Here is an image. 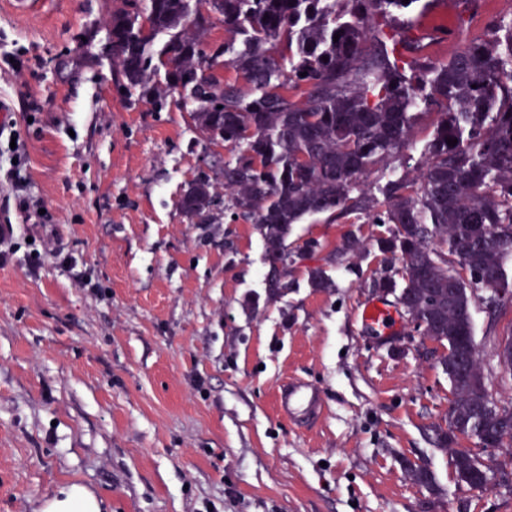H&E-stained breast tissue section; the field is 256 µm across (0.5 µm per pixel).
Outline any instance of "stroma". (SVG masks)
Here are the masks:
<instances>
[{
	"instance_id": "1",
	"label": "stroma",
	"mask_w": 512,
	"mask_h": 512,
	"mask_svg": "<svg viewBox=\"0 0 512 512\" xmlns=\"http://www.w3.org/2000/svg\"><path fill=\"white\" fill-rule=\"evenodd\" d=\"M113 0H43L39 14L0 0V103L24 146V221L0 166V225L14 251L0 266V512H40L80 484L102 512H512V497L461 482L429 426L453 398L433 342L407 320L381 335L357 313L394 293L373 290L382 226L361 214L294 225L288 288L271 294L255 224H195L179 210L189 183L227 157L175 104L119 94L111 62L82 35ZM471 18L512 20V0H434L418 30ZM428 114L404 161L365 176L367 189L400 169L417 178ZM363 248L334 257L348 231ZM40 251L38 269L29 256ZM69 256L73 267L59 263ZM333 288L317 290L309 268ZM488 390L512 405L497 350L512 307H472ZM316 385L324 410L301 427L278 415L287 379ZM433 474L413 484L407 464Z\"/></svg>"
}]
</instances>
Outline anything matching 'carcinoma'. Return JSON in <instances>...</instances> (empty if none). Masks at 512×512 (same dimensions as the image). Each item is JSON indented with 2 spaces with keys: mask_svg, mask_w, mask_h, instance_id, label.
Returning <instances> with one entry per match:
<instances>
[{
  "mask_svg": "<svg viewBox=\"0 0 512 512\" xmlns=\"http://www.w3.org/2000/svg\"><path fill=\"white\" fill-rule=\"evenodd\" d=\"M117 2L104 24L119 47L114 87L154 112L178 87L190 88L182 96L190 119L204 135L220 131L230 157L221 183L197 176L179 209L201 222L222 210L232 222L256 224L271 293L288 287L290 264L322 249L316 239L291 249L293 225L359 213L387 226L378 250L387 266L400 265L402 284L383 276L374 287L398 292L414 331L444 348L438 362L453 399L443 422L429 427L431 439L451 452L460 481L484 483L492 467L480 463L482 449L457 444L474 437L512 447V408L487 405L471 312L478 289L512 288V21L490 19L485 38L439 62L429 55L433 36L394 18L433 0ZM191 2L211 9L192 16ZM220 27L244 36L243 48L215 47ZM162 32L171 39L156 50ZM433 109L443 117L420 181L388 180L381 201L352 196L371 166L408 147L420 115ZM359 245L347 233L334 252L351 255ZM308 282L335 287L321 267L308 270ZM407 474L436 492L427 468L410 464Z\"/></svg>",
  "mask_w": 512,
  "mask_h": 512,
  "instance_id": "cac0c4a2",
  "label": "carcinoma"
}]
</instances>
